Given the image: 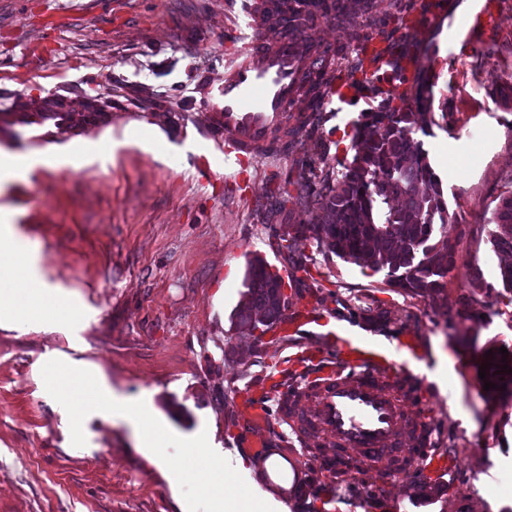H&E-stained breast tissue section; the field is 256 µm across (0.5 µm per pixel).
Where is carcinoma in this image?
<instances>
[{
	"label": "carcinoma",
	"instance_id": "obj_1",
	"mask_svg": "<svg viewBox=\"0 0 512 512\" xmlns=\"http://www.w3.org/2000/svg\"><path fill=\"white\" fill-rule=\"evenodd\" d=\"M358 10H347L348 0H279L276 16L288 31L303 34L318 21L334 20L352 29L353 40L370 39L356 18L368 14L373 0H357ZM326 60L309 76L306 94L320 100L328 82ZM423 82L415 92L393 94L375 112H365L355 123L352 160L336 178L323 180L315 196L316 223L295 224L279 238L278 249L293 251L296 242L312 234L318 246L339 258L386 272V283L405 293L439 295L454 266L455 245L436 239L437 228L453 219L444 199L440 178L428 161L422 140L410 125L411 105L423 109L429 98ZM399 100L401 106L392 102ZM490 242L502 256L512 255V194L502 198L494 213ZM245 291L235 313L238 332L260 341L281 319L288 303L282 278L256 256L249 260Z\"/></svg>",
	"mask_w": 512,
	"mask_h": 512
}]
</instances>
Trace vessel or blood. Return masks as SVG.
I'll return each mask as SVG.
<instances>
[{
  "mask_svg": "<svg viewBox=\"0 0 512 512\" xmlns=\"http://www.w3.org/2000/svg\"><path fill=\"white\" fill-rule=\"evenodd\" d=\"M272 0H244V44L224 61L217 102L201 112L215 139L224 143L226 167L248 170L250 164L288 142L287 111L298 108L299 88L318 63L319 48L276 22ZM357 71L331 79L329 95L346 101L365 84H376L382 65L401 59L414 71L411 57H399L386 43L365 42ZM424 339L407 336L381 343L367 336L325 335L300 345L279 362L263 384L240 391L237 407L244 425L264 428L265 400L279 390L278 413L300 444L314 442L330 459L360 464L405 461L390 466L389 482L428 462H440L432 446L437 415L429 394L419 402L394 399L408 384L425 385L421 372Z\"/></svg>",
  "mask_w": 512,
  "mask_h": 512,
  "instance_id": "obj_1",
  "label": "vessel or blood"
}]
</instances>
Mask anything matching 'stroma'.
Wrapping results in <instances>:
<instances>
[{"mask_svg":"<svg viewBox=\"0 0 512 512\" xmlns=\"http://www.w3.org/2000/svg\"><path fill=\"white\" fill-rule=\"evenodd\" d=\"M242 0H0V150L31 158L29 174L0 189L15 215L11 241L32 246L33 264L76 315L25 324L0 307V512H187L181 493L134 433L106 412L83 422L71 443L66 410L46 391L52 359L91 371L121 402L153 398V415L183 438L207 433L229 462L244 457L258 491L288 512H512V397L485 389L480 364L512 367V294L499 280L491 218L512 193V0H494L497 24L473 29L476 0H375L360 23L380 40L402 36L404 11L438 14L413 50L429 77L424 147L453 217L455 266L437 297L389 287L384 273L299 239L277 249L290 225L312 223L297 204L351 158L360 114L332 101L289 112L288 145L257 160L252 189L236 186L224 146L198 122L215 98L224 53L239 47ZM460 45L449 56V31ZM334 56L358 64L350 31L333 20L308 29ZM59 96L71 117L20 123ZM105 121L85 120L90 97ZM165 141L146 151L125 129ZM211 169L201 181L200 168ZM287 189V210H270ZM263 258L284 280L289 307L311 301L317 320L302 337L273 343L237 334L233 316L248 260ZM483 272L472 283L473 267ZM425 338L438 422L435 447L449 473L393 486L336 485L287 425L273 423L263 449L240 428L236 394L270 373L292 345L328 332L396 341ZM288 461L291 488L270 483L265 462Z\"/></svg>","mask_w":512,"mask_h":512,"instance_id":"1","label":"stroma"}]
</instances>
